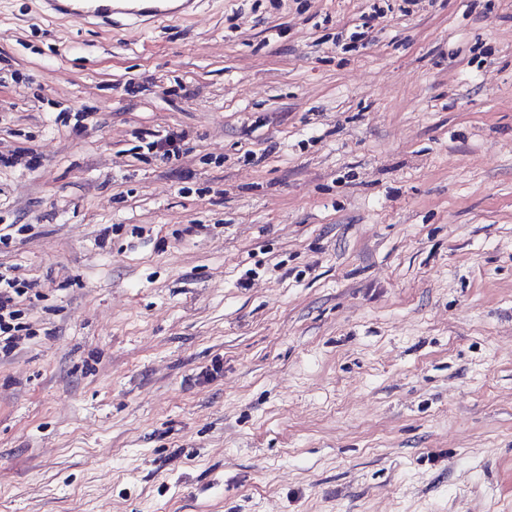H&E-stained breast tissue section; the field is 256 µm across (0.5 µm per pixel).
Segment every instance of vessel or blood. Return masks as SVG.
Returning a JSON list of instances; mask_svg holds the SVG:
<instances>
[{
    "instance_id": "obj_1",
    "label": "vessel or blood",
    "mask_w": 512,
    "mask_h": 512,
    "mask_svg": "<svg viewBox=\"0 0 512 512\" xmlns=\"http://www.w3.org/2000/svg\"><path fill=\"white\" fill-rule=\"evenodd\" d=\"M44 11L55 16H81L113 24L145 25L191 15L195 0H42Z\"/></svg>"
}]
</instances>
